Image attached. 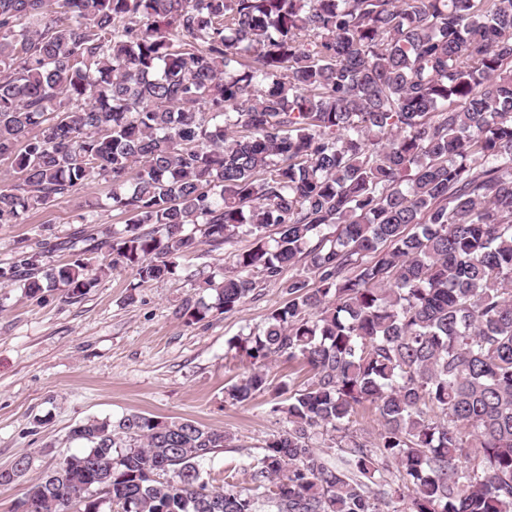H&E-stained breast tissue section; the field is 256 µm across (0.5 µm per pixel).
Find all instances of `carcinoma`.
<instances>
[{
  "label": "carcinoma",
  "instance_id": "carcinoma-1",
  "mask_svg": "<svg viewBox=\"0 0 512 512\" xmlns=\"http://www.w3.org/2000/svg\"><path fill=\"white\" fill-rule=\"evenodd\" d=\"M0 158V225L95 180L126 216L106 239L18 242L0 283L78 298L245 234L204 281L213 307L306 275L240 340L260 367L228 396L269 389L284 355L311 372L280 383L288 428L249 488L202 477L224 431L129 414L75 427L63 477L13 512H512V0H0ZM367 404L373 437L350 432Z\"/></svg>",
  "mask_w": 512,
  "mask_h": 512
}]
</instances>
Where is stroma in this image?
<instances>
[{"instance_id": "obj_1", "label": "stroma", "mask_w": 512, "mask_h": 512, "mask_svg": "<svg viewBox=\"0 0 512 512\" xmlns=\"http://www.w3.org/2000/svg\"><path fill=\"white\" fill-rule=\"evenodd\" d=\"M112 186L99 180L21 224L0 227V266L14 256L16 240H68L75 216L92 214L95 235L122 229ZM240 236L224 249L201 246L175 276L137 284L130 269L104 275L88 294L69 298L61 288L28 297L15 285L0 287V469L21 454L33 458L30 477L77 452L71 430L92 418L118 420L142 413L165 420L188 418L224 430L232 438L202 467L204 479L223 484L225 469L248 486L246 466L273 435L287 426L276 412L274 393L235 404L227 393L250 367L233 345L239 335L260 330L269 311L284 304L280 284L257 288L237 310H215V295L201 286L206 272L231 269L232 253L249 248ZM209 304L202 322L180 316L185 301Z\"/></svg>"}]
</instances>
